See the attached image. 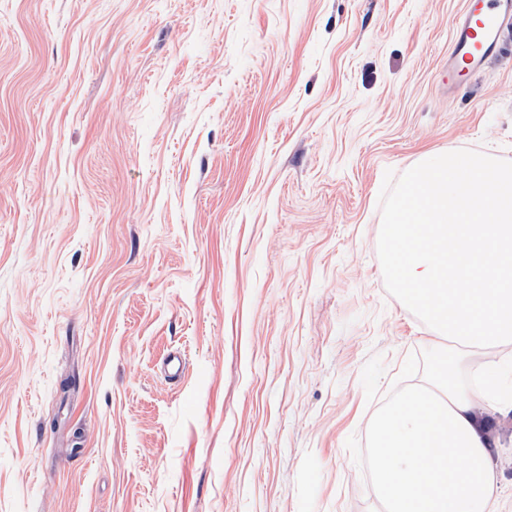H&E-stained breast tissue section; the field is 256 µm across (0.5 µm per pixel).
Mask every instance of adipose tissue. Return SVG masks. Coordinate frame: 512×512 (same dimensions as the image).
<instances>
[{
	"label": "adipose tissue",
	"instance_id": "ef3b65f1",
	"mask_svg": "<svg viewBox=\"0 0 512 512\" xmlns=\"http://www.w3.org/2000/svg\"><path fill=\"white\" fill-rule=\"evenodd\" d=\"M497 378L465 388L454 360L434 383L410 386L373 427L371 474L384 512H496L500 491L490 466L485 405L512 411L495 395ZM457 467H449V460Z\"/></svg>",
	"mask_w": 512,
	"mask_h": 512
}]
</instances>
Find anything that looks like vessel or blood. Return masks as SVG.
Returning <instances> with one entry per match:
<instances>
[{
	"label": "vessel or blood",
	"instance_id": "1",
	"mask_svg": "<svg viewBox=\"0 0 512 512\" xmlns=\"http://www.w3.org/2000/svg\"><path fill=\"white\" fill-rule=\"evenodd\" d=\"M466 7L450 27L448 83L456 85L462 68L477 69L501 45L500 28L512 22V0H465Z\"/></svg>",
	"mask_w": 512,
	"mask_h": 512
}]
</instances>
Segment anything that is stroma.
<instances>
[{
	"label": "stroma",
	"mask_w": 512,
	"mask_h": 512,
	"mask_svg": "<svg viewBox=\"0 0 512 512\" xmlns=\"http://www.w3.org/2000/svg\"><path fill=\"white\" fill-rule=\"evenodd\" d=\"M461 8L0 0V512H381L373 424L434 334L384 174L512 160V50L447 85Z\"/></svg>",
	"instance_id": "obj_1"
}]
</instances>
